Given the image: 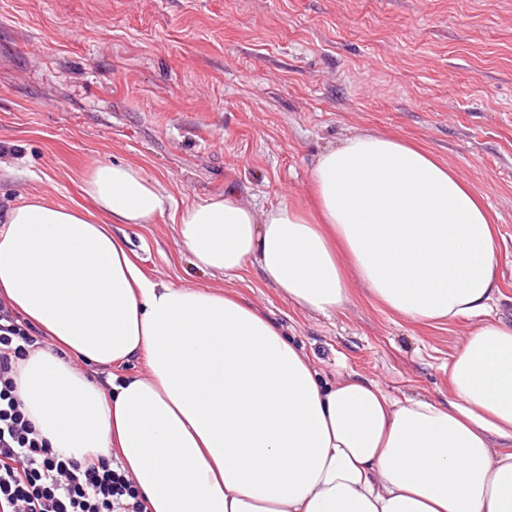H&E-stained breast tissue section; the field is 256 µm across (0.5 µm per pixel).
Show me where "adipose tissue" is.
<instances>
[{"mask_svg":"<svg viewBox=\"0 0 512 512\" xmlns=\"http://www.w3.org/2000/svg\"><path fill=\"white\" fill-rule=\"evenodd\" d=\"M317 216L256 213L233 194L174 209L129 162L96 164L79 205L13 204L0 300L54 344L17 362L37 432L78 458L117 455L147 512H512V324L495 319L496 229L480 195L407 141L362 133L321 153ZM173 214L198 269L258 265L298 308L327 314L348 278L415 323L471 320L448 398L327 381L231 293L149 278L116 224ZM141 357L147 372L90 379Z\"/></svg>","mask_w":512,"mask_h":512,"instance_id":"ef3b65f1","label":"adipose tissue"}]
</instances>
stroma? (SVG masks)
<instances>
[{
    "mask_svg": "<svg viewBox=\"0 0 512 512\" xmlns=\"http://www.w3.org/2000/svg\"><path fill=\"white\" fill-rule=\"evenodd\" d=\"M362 132L422 146L484 196L511 322L512 0H0V221L32 196L86 204L112 161L180 206L231 192L308 209L319 154ZM112 232L153 280L238 293L328 379L448 397L468 321L415 324L358 286L309 313L258 266L198 270L170 220Z\"/></svg>",
    "mask_w": 512,
    "mask_h": 512,
    "instance_id": "obj_1",
    "label": "stroma"
}]
</instances>
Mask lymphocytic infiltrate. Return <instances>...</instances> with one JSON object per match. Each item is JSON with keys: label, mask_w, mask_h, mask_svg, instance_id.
Here are the masks:
<instances>
[{"label": "lymphocytic infiltrate", "mask_w": 512, "mask_h": 512, "mask_svg": "<svg viewBox=\"0 0 512 512\" xmlns=\"http://www.w3.org/2000/svg\"><path fill=\"white\" fill-rule=\"evenodd\" d=\"M44 347L0 301V512H145L133 480L115 460L64 456L28 421L15 394V362Z\"/></svg>", "instance_id": "1"}]
</instances>
